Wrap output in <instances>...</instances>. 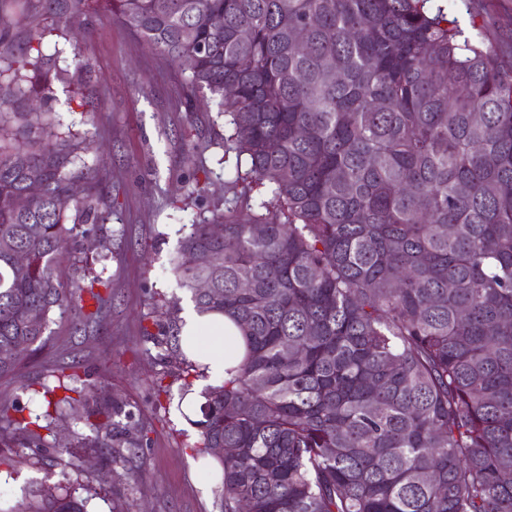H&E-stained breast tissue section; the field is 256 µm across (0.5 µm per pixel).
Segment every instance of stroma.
I'll list each match as a JSON object with an SVG mask.
<instances>
[{
	"label": "stroma",
	"instance_id": "stroma-1",
	"mask_svg": "<svg viewBox=\"0 0 512 512\" xmlns=\"http://www.w3.org/2000/svg\"><path fill=\"white\" fill-rule=\"evenodd\" d=\"M449 4L463 20L481 14L512 45V0ZM42 49L57 57L59 67L77 52L87 64L82 95L57 81L49 105L64 125L97 147L89 156L96 166L94 186L112 211L93 226L83 257L112 294L104 316L86 332H75L67 319L52 324L48 345L25 355L12 376L0 378V408L37 409L34 392L49 372L74 367L93 385V405L123 404L134 413L133 433L143 437L137 453L116 457L95 447L82 411L58 421L55 441L69 447L66 461L112 471L111 484L91 497L89 512H218L213 474L197 467L198 428L176 408L185 383L196 385L200 378L153 338L161 333L155 324L161 306L183 309L190 303L170 270L179 239L224 203V122L213 102L188 111L186 72L145 49L118 21L93 17L80 48L49 37ZM85 96L101 108L95 118L81 108ZM202 173L209 176L203 196L195 182ZM42 457L34 466L25 448L0 447L1 508L24 499L30 481L58 480L54 452L43 451Z\"/></svg>",
	"mask_w": 512,
	"mask_h": 512
}]
</instances>
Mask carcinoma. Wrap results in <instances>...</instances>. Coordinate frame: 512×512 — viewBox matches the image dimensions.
<instances>
[{
    "mask_svg": "<svg viewBox=\"0 0 512 512\" xmlns=\"http://www.w3.org/2000/svg\"><path fill=\"white\" fill-rule=\"evenodd\" d=\"M12 2L0 352L36 351L56 320L87 327L108 305L101 277L64 269H80L86 225L106 211L86 137L29 104L46 106L57 76L42 38L78 40L101 11L187 64L186 101L206 94L224 116V211L172 259L196 310L244 340L197 422L220 512H512V51L487 24L435 0H21L22 48ZM73 182L87 193L70 196ZM66 377L42 385L35 420L0 411L1 445L17 427L22 447H48L43 432L90 389ZM122 413L86 415L117 454L139 444ZM88 502L63 470L3 512Z\"/></svg>",
    "mask_w": 512,
    "mask_h": 512,
    "instance_id": "carcinoma-1",
    "label": "carcinoma"
}]
</instances>
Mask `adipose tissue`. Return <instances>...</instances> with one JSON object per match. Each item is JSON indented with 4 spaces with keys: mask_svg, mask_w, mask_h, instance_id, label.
<instances>
[{
    "mask_svg": "<svg viewBox=\"0 0 512 512\" xmlns=\"http://www.w3.org/2000/svg\"><path fill=\"white\" fill-rule=\"evenodd\" d=\"M181 348L185 355L202 364L209 378H226L235 364L236 348L241 334L227 317L217 313L201 314L188 310L183 315Z\"/></svg>",
    "mask_w": 512,
    "mask_h": 512,
    "instance_id": "1",
    "label": "adipose tissue"
}]
</instances>
